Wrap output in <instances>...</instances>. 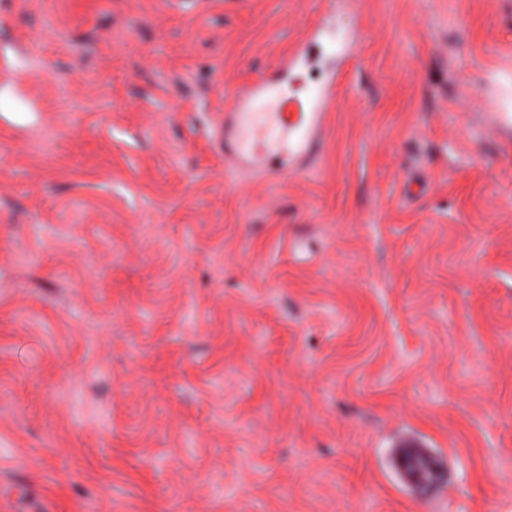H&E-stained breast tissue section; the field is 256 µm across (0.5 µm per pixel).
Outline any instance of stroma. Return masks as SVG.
Here are the masks:
<instances>
[{
  "mask_svg": "<svg viewBox=\"0 0 512 512\" xmlns=\"http://www.w3.org/2000/svg\"><path fill=\"white\" fill-rule=\"evenodd\" d=\"M322 22L321 150L228 169ZM0 47V512H512V0H0ZM323 25L309 31L302 45L281 63L283 78L272 82L264 78L252 83L244 90L233 91L225 95V116L229 118L221 127L219 144L223 146L224 158L230 167L238 171L253 173H273L278 176L287 175L295 168L288 165V156L282 155V142L288 137V132L297 126H288V112H283L281 105L269 112H262L264 104L276 91L279 93L281 83L288 78L297 67L306 65L309 61L311 46L319 43ZM255 125V135L246 136L243 130ZM228 140L231 145L228 146ZM278 157L281 165L278 169L270 167V160ZM424 456V451L416 445L408 448V457L404 467V478L407 482L421 488H426L431 484L432 468L429 465L421 464ZM421 466H424L425 471L421 472Z\"/></svg>",
  "mask_w": 512,
  "mask_h": 512,
  "instance_id": "stroma-1",
  "label": "stroma"
}]
</instances>
